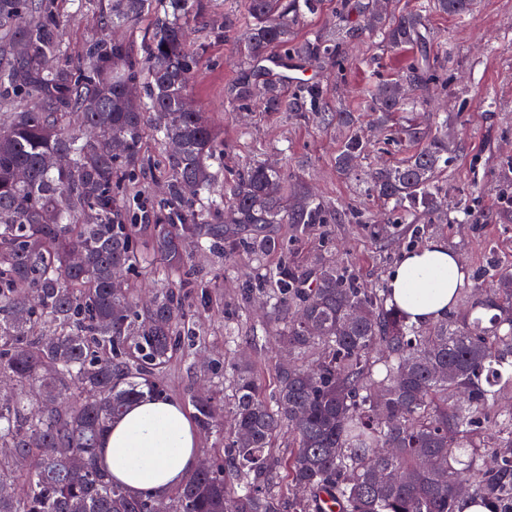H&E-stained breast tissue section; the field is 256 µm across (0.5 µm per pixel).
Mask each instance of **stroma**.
I'll use <instances>...</instances> for the list:
<instances>
[{
	"label": "stroma",
	"mask_w": 512,
	"mask_h": 512,
	"mask_svg": "<svg viewBox=\"0 0 512 512\" xmlns=\"http://www.w3.org/2000/svg\"><path fill=\"white\" fill-rule=\"evenodd\" d=\"M235 6V0H210L207 13L191 24L188 34L191 48L202 51L192 99L224 136V156L214 164V171L224 176L252 159L276 160L307 181L324 201L355 211V219L323 224L309 236L289 241L287 254L269 255L266 265L285 262L302 272L311 255L321 252L353 263L367 284L387 281L409 250V239L395 227L382 239L371 238L374 222L386 211L337 172L335 131L283 112L258 110L243 121L226 108L224 86L237 77L241 62L232 44L216 39L214 33L223 24L225 12ZM431 24L439 41L452 52L448 85L435 88L413 118L431 129L440 120L448 122V134L456 143L449 167V202L469 194L472 184L480 186L471 220L447 225L443 236L465 272L472 274L483 268L492 251L501 262L512 261V0H472L464 15L436 14ZM404 59V53L363 44L347 48L344 79L323 76L316 67L306 72L307 77L326 79L333 96L345 107L357 109L360 123L375 142L366 160L371 167L398 162L408 152L407 147L384 144L373 113L358 109L371 77L398 78ZM489 90L496 98L490 108L483 104ZM192 265L204 280L219 281L223 305L202 317L205 350L169 367L165 376L169 397L184 400L200 365L217 352L250 357L263 387L273 389L276 371L287 365L289 357L273 340L257 343L252 339L253 328H264L266 315L261 303L240 300L243 283L253 272L249 258L236 259L227 275L222 272L223 257L205 250L196 252ZM229 327L235 328L236 341L228 340L225 330Z\"/></svg>",
	"instance_id": "35a3bbf8"
}]
</instances>
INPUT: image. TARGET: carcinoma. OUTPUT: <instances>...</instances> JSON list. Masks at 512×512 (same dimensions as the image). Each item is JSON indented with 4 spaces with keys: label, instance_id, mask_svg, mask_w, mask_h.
Wrapping results in <instances>:
<instances>
[{
    "label": "carcinoma",
    "instance_id": "obj_1",
    "mask_svg": "<svg viewBox=\"0 0 512 512\" xmlns=\"http://www.w3.org/2000/svg\"><path fill=\"white\" fill-rule=\"evenodd\" d=\"M0 0V512H152L102 467L98 441L144 393L161 397L164 374L201 343L214 285L191 277L189 248L254 273L241 290L261 297L294 361L267 393L246 364L228 372L223 401L187 389L201 433L224 448L167 497L168 512H512V269L489 263L457 288V308L409 320L391 288L367 286L349 262L318 254L296 274L269 268L285 251L279 226L305 236L350 219L302 178L262 161L219 186L224 141L188 99L197 54L187 26L205 0H99L100 31L77 53L66 43L64 3ZM321 0H239L249 24L232 43L243 68L224 88L234 110L310 117L344 131L336 170L355 177L419 239L471 217L475 198L448 208L454 143L448 131L406 123L394 140L413 147L383 168L358 171L370 143L330 89L290 75L296 64L342 67V50L370 41L416 50L398 81L369 83L364 109L384 128L447 86L448 48L432 49L428 17L461 15L468 0H413L395 15L377 0H336L334 21L292 37ZM149 16L143 48L109 31ZM164 153V197L144 213L136 184L151 169L150 133ZM224 215V223L212 218ZM152 273L154 300L139 307L134 282ZM288 432V455L274 452Z\"/></svg>",
    "mask_w": 512,
    "mask_h": 512
}]
</instances>
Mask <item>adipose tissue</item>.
I'll use <instances>...</instances> for the list:
<instances>
[{
    "instance_id": "obj_1",
    "label": "adipose tissue",
    "mask_w": 512,
    "mask_h": 512,
    "mask_svg": "<svg viewBox=\"0 0 512 512\" xmlns=\"http://www.w3.org/2000/svg\"><path fill=\"white\" fill-rule=\"evenodd\" d=\"M461 268L444 244L411 250L389 275L392 299L412 321H432L453 309ZM99 448L106 470L133 493L166 494L198 463L196 433L171 398L134 402L100 437Z\"/></svg>"
}]
</instances>
